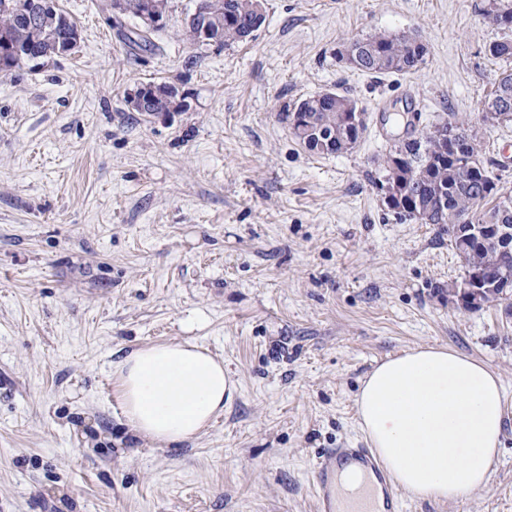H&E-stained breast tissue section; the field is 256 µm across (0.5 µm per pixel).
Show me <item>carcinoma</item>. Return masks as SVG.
<instances>
[{
    "instance_id": "obj_1",
    "label": "carcinoma",
    "mask_w": 512,
    "mask_h": 512,
    "mask_svg": "<svg viewBox=\"0 0 512 512\" xmlns=\"http://www.w3.org/2000/svg\"><path fill=\"white\" fill-rule=\"evenodd\" d=\"M33 4L34 0H0V53L4 54L0 71L71 54L77 48L76 22L59 8L53 15L41 16ZM259 6L260 0H196L183 22L184 36L201 47L200 33L205 29L217 45L240 43L247 39V28L259 29L264 24ZM115 7L122 15L139 17L147 11L169 17V0H111L110 8ZM487 15L502 36L488 47L489 55L501 67L494 75L486 113L512 123V3L493 0ZM425 56L426 46L415 36L379 34L363 39L352 69L373 75L409 73L420 69ZM145 90L149 97L146 112L167 111L177 98L176 88L166 82L149 84ZM349 102L351 99L336 92L321 93L285 108L284 120L308 151L342 154L360 140L352 127ZM452 130L466 133L461 143L443 136ZM402 149L418 162L413 168L384 164L380 189L387 207L436 226L441 236L448 235L464 271L482 273L487 284H493L506 270L512 274V253L501 251L495 234H484L481 240L464 246L452 235L455 227L468 224H504L512 232V209H503L505 191L500 179L486 167H471L472 159L480 157V141L468 119L453 114L433 130L405 140Z\"/></svg>"
}]
</instances>
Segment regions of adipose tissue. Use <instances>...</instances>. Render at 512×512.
Returning a JSON list of instances; mask_svg holds the SVG:
<instances>
[{"mask_svg":"<svg viewBox=\"0 0 512 512\" xmlns=\"http://www.w3.org/2000/svg\"><path fill=\"white\" fill-rule=\"evenodd\" d=\"M125 421L160 448L196 439L236 390L201 344H149L112 365ZM359 425L394 483L415 500L455 501L487 487L505 436L504 392L487 364L448 347L379 363L356 399Z\"/></svg>","mask_w":512,"mask_h":512,"instance_id":"ef3b65f1","label":"adipose tissue"}]
</instances>
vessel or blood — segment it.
Returning a JSON list of instances; mask_svg holds the SVG:
<instances>
[{"label": "vessel or blood", "instance_id": "b4317fda", "mask_svg": "<svg viewBox=\"0 0 512 512\" xmlns=\"http://www.w3.org/2000/svg\"><path fill=\"white\" fill-rule=\"evenodd\" d=\"M349 462L359 464L375 475L385 495L384 512H400V500L389 482V477L377 461L373 450L369 448H330L319 453L314 463L317 512H339L332 493V482L337 468Z\"/></svg>", "mask_w": 512, "mask_h": 512}]
</instances>
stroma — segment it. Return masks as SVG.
I'll use <instances>...</instances> for the list:
<instances>
[{"label":"stroma","instance_id":"35a3bbf8","mask_svg":"<svg viewBox=\"0 0 512 512\" xmlns=\"http://www.w3.org/2000/svg\"><path fill=\"white\" fill-rule=\"evenodd\" d=\"M57 2L75 52L0 73V512H315L318 453L367 443L363 380L420 346L499 374L505 437L486 488L404 512H512V302L449 305L459 257L376 187L397 141L456 113L512 190V123L483 121L489 0H263L255 39L202 48L181 35L195 0H172L150 50L110 0ZM378 34L418 35L421 69L339 62ZM160 82L183 111H134ZM325 91L365 115L343 154L307 151L282 119ZM186 340L237 391L159 448L126 425L112 363Z\"/></svg>","mask_w":512,"mask_h":512}]
</instances>
